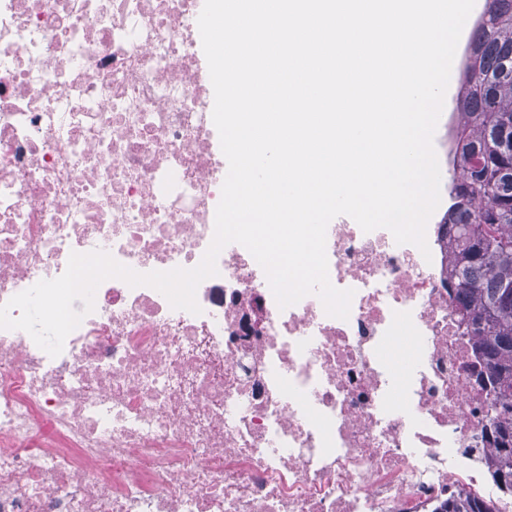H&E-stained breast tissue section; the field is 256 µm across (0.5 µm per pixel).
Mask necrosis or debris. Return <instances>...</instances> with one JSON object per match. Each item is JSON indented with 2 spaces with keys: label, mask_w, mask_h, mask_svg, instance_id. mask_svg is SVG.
<instances>
[{
  "label": "necrosis or debris",
  "mask_w": 512,
  "mask_h": 512,
  "mask_svg": "<svg viewBox=\"0 0 512 512\" xmlns=\"http://www.w3.org/2000/svg\"><path fill=\"white\" fill-rule=\"evenodd\" d=\"M204 0H0V305L95 249L197 266L228 172ZM430 257L349 216L326 231L348 319L279 308L232 243L173 309L108 279L49 356L0 329V512H438L486 480L479 360ZM410 349L396 367L400 330Z\"/></svg>",
  "instance_id": "necrosis-or-debris-1"
}]
</instances>
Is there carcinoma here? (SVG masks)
Wrapping results in <instances>:
<instances>
[{
  "label": "carcinoma",
  "instance_id": "cac0c4a2",
  "mask_svg": "<svg viewBox=\"0 0 512 512\" xmlns=\"http://www.w3.org/2000/svg\"><path fill=\"white\" fill-rule=\"evenodd\" d=\"M470 55L454 101L453 203L441 242L448 295L490 395L482 431L494 484L512 494V0H486L469 37ZM440 512H494L459 491Z\"/></svg>",
  "mask_w": 512,
  "mask_h": 512
}]
</instances>
